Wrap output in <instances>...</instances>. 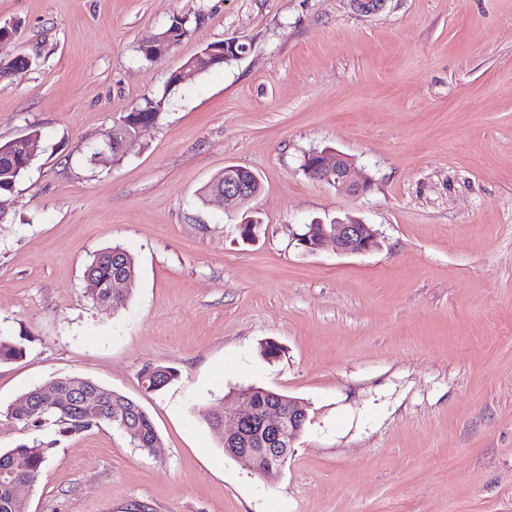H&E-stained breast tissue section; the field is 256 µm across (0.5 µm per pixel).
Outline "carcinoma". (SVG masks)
Instances as JSON below:
<instances>
[{"mask_svg": "<svg viewBox=\"0 0 512 512\" xmlns=\"http://www.w3.org/2000/svg\"><path fill=\"white\" fill-rule=\"evenodd\" d=\"M158 101L144 99L141 112H125L112 127L101 133L103 147L90 152L87 160L92 165L118 162L122 154L120 145L135 137L137 124L142 119L159 118L154 111ZM38 135L23 141L0 145V213L16 184L30 167L29 155ZM135 262L132 255L119 245L107 247L94 254L86 267L85 275L91 285L92 300L112 309L121 307L127 300L126 289L117 287V281L132 278ZM23 346L0 335V363L22 356ZM176 372L168 367L156 366L142 372L141 384L148 392H158L174 378ZM56 391L58 398L47 401L46 394ZM69 378L57 377L47 384L36 385L24 393L19 401L8 408L7 417L33 431L53 422L62 435L80 434L103 424L121 431L131 445L150 452L159 442L155 426L145 409L135 400L106 388L96 382L86 383L87 397L77 405L70 404ZM252 400L259 406L281 404L279 393L260 387L252 388ZM52 450V443L33 441V445L20 444L0 452V512H27V494L45 466Z\"/></svg>", "mask_w": 512, "mask_h": 512, "instance_id": "1", "label": "carcinoma"}]
</instances>
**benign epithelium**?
Masks as SVG:
<instances>
[{
	"label": "benign epithelium",
	"mask_w": 512,
	"mask_h": 512,
	"mask_svg": "<svg viewBox=\"0 0 512 512\" xmlns=\"http://www.w3.org/2000/svg\"><path fill=\"white\" fill-rule=\"evenodd\" d=\"M310 165L306 174L314 180L328 184L340 193L362 195L370 189L366 180L353 178V162L345 154L324 149L307 155ZM259 178L252 171L239 167L224 168V186L213 195L234 201L243 207L255 198L252 192ZM299 244L309 253L322 249L327 243L336 250L361 254L378 246L377 232L362 220L348 217L327 226L319 221L306 225L298 235ZM242 409L224 414V452L238 460L252 462L257 471L271 475L279 471L288 458V442L297 436L303 419L307 416L301 402L288 399V411L278 405L255 406L250 394L238 396Z\"/></svg>",
	"instance_id": "obj_1"
}]
</instances>
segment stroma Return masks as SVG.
<instances>
[{"mask_svg":"<svg viewBox=\"0 0 512 512\" xmlns=\"http://www.w3.org/2000/svg\"><path fill=\"white\" fill-rule=\"evenodd\" d=\"M4 24L36 63L0 78V144L41 140L0 224V330L25 348L0 364V451L32 439L9 406L58 376L137 400L160 438L148 454L108 425L45 429L27 512H512V0H0ZM232 37L242 58L169 87ZM147 97L156 123L87 166ZM325 148L370 190L306 176ZM229 165L261 181L252 242L245 209L201 198ZM348 216L379 248L298 245ZM112 245L136 261L115 310L84 276ZM147 366L177 377L146 392ZM252 385L307 409L271 479L206 423Z\"/></svg>","mask_w":512,"mask_h":512,"instance_id":"1","label":"stroma"}]
</instances>
